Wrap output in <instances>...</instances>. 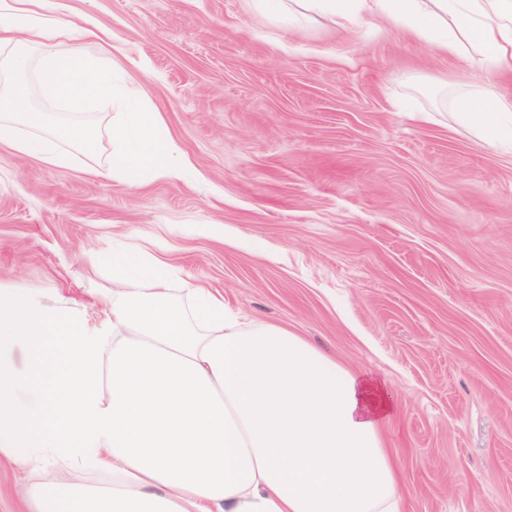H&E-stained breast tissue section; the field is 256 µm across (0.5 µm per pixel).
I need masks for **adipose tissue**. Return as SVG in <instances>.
Listing matches in <instances>:
<instances>
[{"instance_id":"1","label":"adipose tissue","mask_w":512,"mask_h":512,"mask_svg":"<svg viewBox=\"0 0 512 512\" xmlns=\"http://www.w3.org/2000/svg\"><path fill=\"white\" fill-rule=\"evenodd\" d=\"M0 0V144L60 167L71 142L87 157L90 124L44 130L28 111L34 71L47 95L78 109L123 111L103 176L174 175L178 151L156 113L128 96L83 24ZM292 29L323 18L352 32L407 29L434 52L480 64L458 119L512 137V0H249ZM112 270L97 327L82 304L0 286V462L32 482L30 512H403L401 476L384 446L395 411L384 383L352 371L287 327L243 320L194 277L126 247L100 250ZM21 363H14V353ZM81 471L97 484L72 482Z\"/></svg>"}]
</instances>
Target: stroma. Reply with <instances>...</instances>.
<instances>
[{
    "mask_svg": "<svg viewBox=\"0 0 512 512\" xmlns=\"http://www.w3.org/2000/svg\"><path fill=\"white\" fill-rule=\"evenodd\" d=\"M47 7L97 31L89 54L108 44L179 171L95 175L119 111L32 90L101 140L68 167L0 145V283L93 303L112 276L87 251L144 246L386 382L405 512H512V145L460 124L442 89H477L480 70L400 28L288 30L246 0Z\"/></svg>",
    "mask_w": 512,
    "mask_h": 512,
    "instance_id": "1",
    "label": "stroma"
}]
</instances>
